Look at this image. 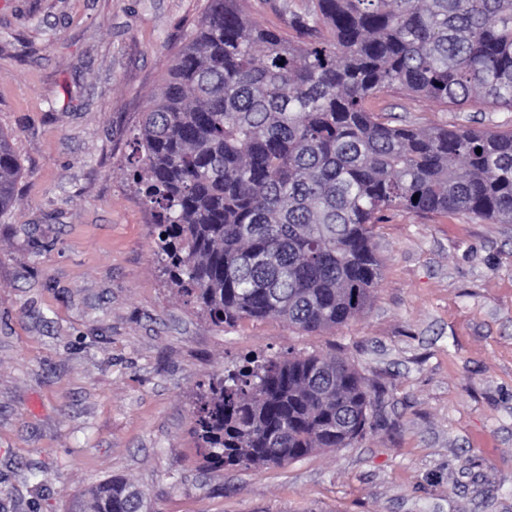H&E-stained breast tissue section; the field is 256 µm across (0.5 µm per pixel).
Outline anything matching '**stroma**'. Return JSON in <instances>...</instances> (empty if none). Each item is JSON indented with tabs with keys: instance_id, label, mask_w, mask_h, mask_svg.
<instances>
[{
	"instance_id": "35a3bbf8",
	"label": "stroma",
	"mask_w": 512,
	"mask_h": 512,
	"mask_svg": "<svg viewBox=\"0 0 512 512\" xmlns=\"http://www.w3.org/2000/svg\"><path fill=\"white\" fill-rule=\"evenodd\" d=\"M208 0H0V512H69L121 478L155 512H512V224L387 212L381 279L345 324L214 326L163 272L134 136ZM392 124L502 131L512 112L400 89ZM252 354L336 357L382 387L349 447L208 469L211 378ZM18 174L17 158L10 143L0 133V213L15 202L14 184Z\"/></svg>"
}]
</instances>
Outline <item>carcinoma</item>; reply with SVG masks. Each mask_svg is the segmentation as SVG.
Here are the masks:
<instances>
[{
	"mask_svg": "<svg viewBox=\"0 0 512 512\" xmlns=\"http://www.w3.org/2000/svg\"><path fill=\"white\" fill-rule=\"evenodd\" d=\"M240 2L211 0L143 115L132 170L165 274L214 325L314 332L362 312L388 211L512 224V129H410L369 107L399 88L512 112V0H283L293 40ZM18 174L0 134V213ZM375 416L344 360L247 357L209 382L193 433L213 467L287 464L346 447ZM73 512L151 506L112 480Z\"/></svg>",
	"mask_w": 512,
	"mask_h": 512,
	"instance_id": "cac0c4a2",
	"label": "carcinoma"
}]
</instances>
